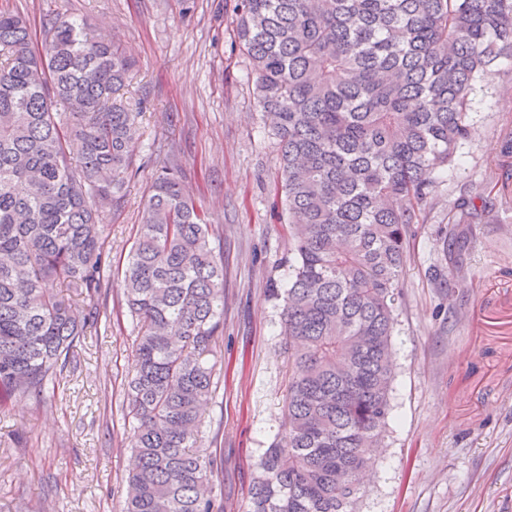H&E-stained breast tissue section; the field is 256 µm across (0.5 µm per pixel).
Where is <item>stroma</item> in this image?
<instances>
[{"label":"stroma","mask_w":512,"mask_h":512,"mask_svg":"<svg viewBox=\"0 0 512 512\" xmlns=\"http://www.w3.org/2000/svg\"><path fill=\"white\" fill-rule=\"evenodd\" d=\"M236 0H0L29 22L34 50L56 15L115 39L135 63L141 101L123 201L105 213L110 289L104 318L44 401L0 398V512H122L135 420L125 393L138 334L124 265L152 181L167 161L224 253V332L206 448L224 453L213 492L247 512L256 464L280 433L288 365L280 300L294 257L274 203L276 140L254 99L255 75L233 34ZM472 138L432 173L435 191L407 246L393 336L385 444L358 512H512V52L480 76ZM493 186V204L458 240L448 277L442 233L460 198Z\"/></svg>","instance_id":"obj_1"}]
</instances>
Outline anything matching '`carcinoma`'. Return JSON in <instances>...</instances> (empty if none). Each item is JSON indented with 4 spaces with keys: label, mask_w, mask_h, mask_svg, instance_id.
Returning a JSON list of instances; mask_svg holds the SVG:
<instances>
[{
    "label": "carcinoma",
    "mask_w": 512,
    "mask_h": 512,
    "mask_svg": "<svg viewBox=\"0 0 512 512\" xmlns=\"http://www.w3.org/2000/svg\"><path fill=\"white\" fill-rule=\"evenodd\" d=\"M235 36L270 118L295 264L283 291L288 385L249 512H355L391 411L392 336L411 227L432 170L472 135L481 72L512 51V0H237ZM132 62L60 16L32 48L0 10V396L43 400L97 329L105 209L132 163ZM63 103L67 111L56 110ZM82 142L76 160L67 139ZM457 204V224L483 210ZM214 232L169 165L154 178L123 295L135 318L124 512H223L202 447L224 327ZM86 307L77 322L61 295Z\"/></svg>",
    "instance_id": "cac0c4a2"
}]
</instances>
